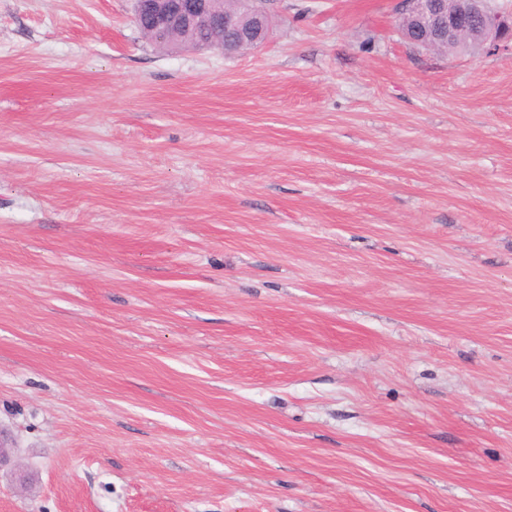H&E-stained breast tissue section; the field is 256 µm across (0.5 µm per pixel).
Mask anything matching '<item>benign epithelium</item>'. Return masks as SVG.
I'll use <instances>...</instances> for the list:
<instances>
[{"instance_id": "7a95c632", "label": "benign epithelium", "mask_w": 512, "mask_h": 512, "mask_svg": "<svg viewBox=\"0 0 512 512\" xmlns=\"http://www.w3.org/2000/svg\"><path fill=\"white\" fill-rule=\"evenodd\" d=\"M213 0H135L134 21L143 13L153 17L154 29L166 33L181 26L203 30L232 31L240 47H253L260 39L238 26L235 16L212 7ZM395 8L404 16L426 23L436 44L472 42L489 51L508 46L512 41V14L495 10L488 0H396Z\"/></svg>"}]
</instances>
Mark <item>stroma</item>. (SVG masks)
<instances>
[{
  "mask_svg": "<svg viewBox=\"0 0 512 512\" xmlns=\"http://www.w3.org/2000/svg\"><path fill=\"white\" fill-rule=\"evenodd\" d=\"M394 6L0 0V512H512V51ZM213 0H135L134 22L140 33L146 37L155 47L166 49L173 37L164 39L159 33H166L173 28L197 27L203 29L196 34L197 41L219 40L222 35L216 33L222 29L232 31L234 39L239 47H253L263 43L264 39L253 36L248 29H241L235 16L223 10H215L212 7ZM147 12L153 17L154 31L148 19H141V15ZM216 32H212V31Z\"/></svg>",
  "mask_w": 512,
  "mask_h": 512,
  "instance_id": "35a3bbf8",
  "label": "stroma"
}]
</instances>
